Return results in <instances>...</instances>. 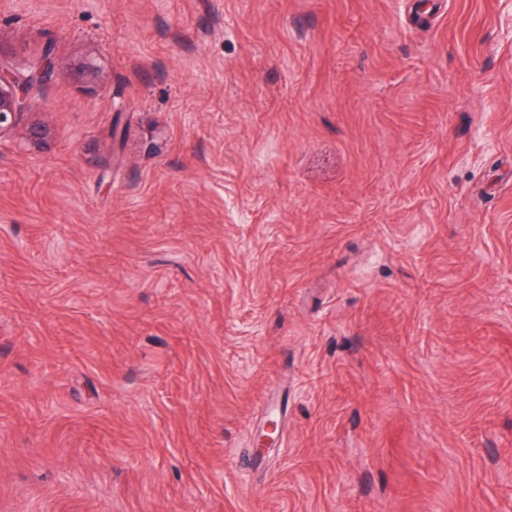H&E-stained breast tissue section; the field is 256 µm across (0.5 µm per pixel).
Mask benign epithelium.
<instances>
[{"mask_svg": "<svg viewBox=\"0 0 512 512\" xmlns=\"http://www.w3.org/2000/svg\"><path fill=\"white\" fill-rule=\"evenodd\" d=\"M54 68V56L46 50L37 67L20 77L0 66V140L9 135L22 117L39 107L34 87Z\"/></svg>", "mask_w": 512, "mask_h": 512, "instance_id": "7a95c632", "label": "benign epithelium"}]
</instances>
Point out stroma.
Segmentation results:
<instances>
[{
    "label": "stroma",
    "mask_w": 512,
    "mask_h": 512,
    "mask_svg": "<svg viewBox=\"0 0 512 512\" xmlns=\"http://www.w3.org/2000/svg\"><path fill=\"white\" fill-rule=\"evenodd\" d=\"M48 49L0 512H512V0H0Z\"/></svg>",
    "instance_id": "35a3bbf8"
}]
</instances>
